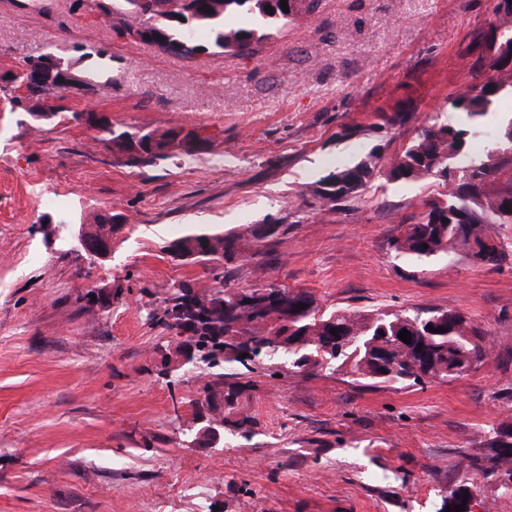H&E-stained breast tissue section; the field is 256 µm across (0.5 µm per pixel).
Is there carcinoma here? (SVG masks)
<instances>
[{
	"label": "carcinoma",
	"mask_w": 512,
	"mask_h": 512,
	"mask_svg": "<svg viewBox=\"0 0 512 512\" xmlns=\"http://www.w3.org/2000/svg\"><path fill=\"white\" fill-rule=\"evenodd\" d=\"M97 3L115 28L150 26L161 36L159 49L164 53L191 59L213 47L223 53L252 55L270 36V29L295 19L294 0H110ZM273 11H266V7ZM232 12L249 15V27L226 25ZM495 22L474 33L469 55L471 80L448 97V123L424 125L416 136L390 159L370 150L352 167L338 168L322 178L313 190L312 209L333 211L345 200L357 195L372 179L385 176L391 181L433 179L444 188L436 197L422 200L420 211L402 225L392 247L395 257L416 259L446 254L450 258L472 259L471 243L481 246L483 263H496L503 254V243L496 227L512 224V119L496 132L497 147L485 158L465 164L458 160L468 154L470 141L481 132L480 120L491 109L506 87H512V0H495ZM210 32L212 44L199 43L194 33ZM13 90H26V99L41 100L47 109L39 110L41 119L59 115L53 98H61L64 89L55 83L34 87L25 69L13 74ZM13 96L10 102L24 99ZM100 130L109 135L115 163L126 167H146L166 160L174 152L164 146L178 136L190 140L191 154L213 145L210 138L195 129H169L163 133L146 128L112 125L106 120ZM124 221L120 214L100 215L94 224L80 225L78 232L95 238L107 227ZM243 236H226L207 230L188 232L164 246L178 258L200 253L196 263L210 261L209 251H220L224 259L234 258ZM159 308L149 317L163 331L180 337L191 333L197 363L194 378L200 382V409L207 411L214 428L224 427L248 439L255 420L240 413L233 420L224 410L234 405L244 384L225 382L226 369L268 362L288 364L296 373L348 370L356 381L368 385L395 383L420 384L427 374L435 381L448 378V368L461 367L468 372L480 368L492 347L488 334L460 311L442 308L417 309L401 314L381 310L321 307L309 290L277 284L259 288L233 289L224 286V273L213 274L212 283L197 287L178 282L166 290ZM305 308H299V305ZM436 328L431 332L427 326ZM445 328L439 333L437 329ZM336 334H331V330ZM407 330L411 343L398 335ZM248 357H243V354ZM466 467L475 469L481 483L501 496H512V484L499 482V476L512 481V428L500 429L480 443L469 456ZM471 482L457 484L438 512L463 504L473 497Z\"/></svg>",
	"instance_id": "carcinoma-1"
}]
</instances>
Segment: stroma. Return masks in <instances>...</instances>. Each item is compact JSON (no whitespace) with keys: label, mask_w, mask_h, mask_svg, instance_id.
Wrapping results in <instances>:
<instances>
[{"label":"stroma","mask_w":512,"mask_h":512,"mask_svg":"<svg viewBox=\"0 0 512 512\" xmlns=\"http://www.w3.org/2000/svg\"><path fill=\"white\" fill-rule=\"evenodd\" d=\"M493 19V0H321L256 56L187 60L127 40L90 0H0V68L53 53L110 86L66 94L70 110L215 140L127 168L102 132L37 125L0 100V512H438L466 455L512 427V224L499 229L501 262L415 263L391 243L437 183L378 177L330 212L310 209V190L447 122L463 54ZM396 113L411 116L400 131L384 123ZM105 213L125 222L111 257L91 265L56 227ZM254 224L278 231L224 261L227 287L303 288L328 308L463 311L491 355L461 380L405 387L259 367L236 406L255 419L250 439L183 442L197 384L168 385L175 345L148 312L209 268L163 247ZM93 291L114 298L91 314Z\"/></svg>","instance_id":"obj_1"}]
</instances>
